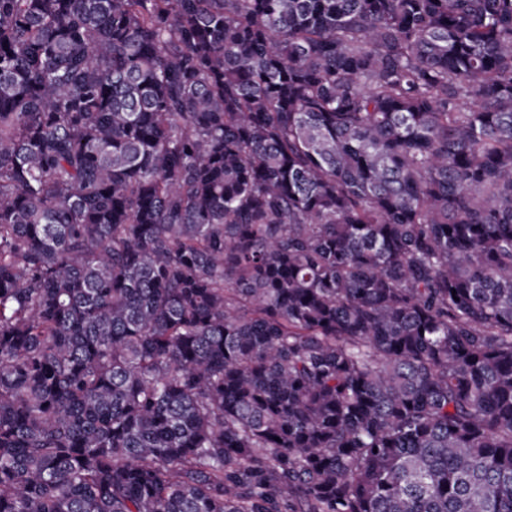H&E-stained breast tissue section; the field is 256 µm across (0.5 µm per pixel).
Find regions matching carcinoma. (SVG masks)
<instances>
[{
    "mask_svg": "<svg viewBox=\"0 0 512 512\" xmlns=\"http://www.w3.org/2000/svg\"><path fill=\"white\" fill-rule=\"evenodd\" d=\"M0 512H512V0H0Z\"/></svg>",
    "mask_w": 512,
    "mask_h": 512,
    "instance_id": "carcinoma-1",
    "label": "carcinoma"
}]
</instances>
